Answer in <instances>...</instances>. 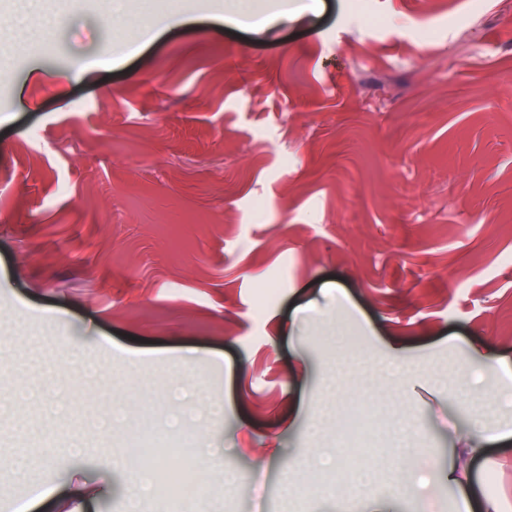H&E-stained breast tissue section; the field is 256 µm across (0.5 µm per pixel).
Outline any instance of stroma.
<instances>
[{"label": "stroma", "mask_w": 512, "mask_h": 512, "mask_svg": "<svg viewBox=\"0 0 512 512\" xmlns=\"http://www.w3.org/2000/svg\"><path fill=\"white\" fill-rule=\"evenodd\" d=\"M223 5L122 0L119 31L105 0H44L65 29L41 34L36 13L31 32L5 33L27 63L0 59V503L18 512L37 493L12 472L21 455L58 477L36 512L60 497L66 512H125L108 454L139 430L207 435L239 473L229 489L208 479L203 512H363L370 498L512 512V438L471 457L462 486L419 495L392 476L402 426L426 474L446 472L472 410L512 429V0H318L259 31ZM162 13L188 23L141 37ZM396 343L424 385L376 394ZM476 347L498 362L470 369L472 408L438 384ZM82 350L107 370L67 410L56 367ZM190 350L198 400L224 399L223 422L191 432L169 422ZM342 371L376 451L372 482L340 505L334 469L287 490L281 473L339 446L317 414ZM80 481L112 490L89 507Z\"/></svg>", "instance_id": "1"}]
</instances>
